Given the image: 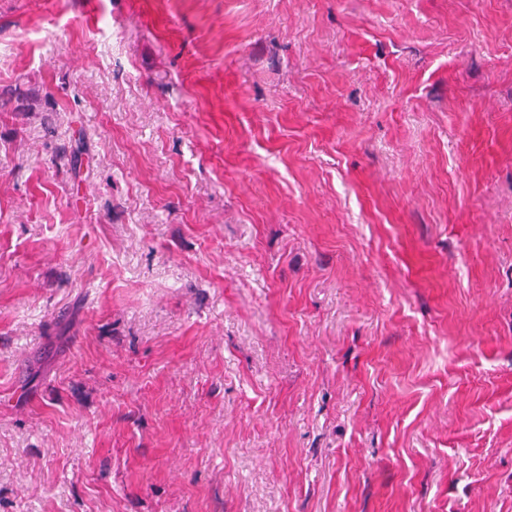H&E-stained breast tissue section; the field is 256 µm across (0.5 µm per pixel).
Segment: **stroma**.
Here are the masks:
<instances>
[{"label": "stroma", "mask_w": 512, "mask_h": 512, "mask_svg": "<svg viewBox=\"0 0 512 512\" xmlns=\"http://www.w3.org/2000/svg\"><path fill=\"white\" fill-rule=\"evenodd\" d=\"M0 512H512V0H0Z\"/></svg>", "instance_id": "1"}]
</instances>
